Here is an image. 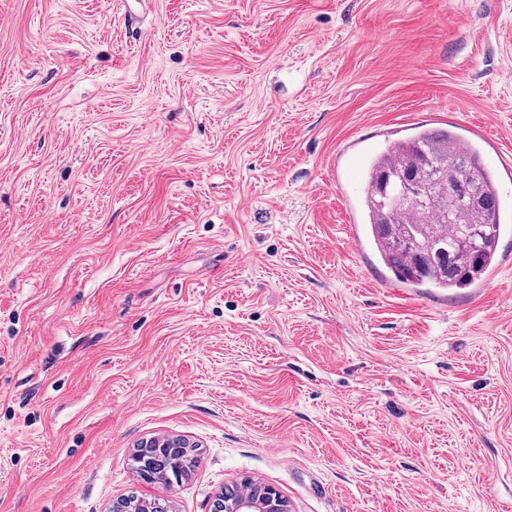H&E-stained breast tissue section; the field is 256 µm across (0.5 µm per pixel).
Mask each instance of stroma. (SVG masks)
I'll return each mask as SVG.
<instances>
[{"label": "stroma", "instance_id": "stroma-1", "mask_svg": "<svg viewBox=\"0 0 512 512\" xmlns=\"http://www.w3.org/2000/svg\"><path fill=\"white\" fill-rule=\"evenodd\" d=\"M423 124L499 175L476 289L370 242ZM511 155L512 0H0V512H512ZM187 447H183L182 453L176 452L175 456H167L166 459H160L155 462L154 460L147 461L148 466L154 465V479L163 480L162 483H167L170 479V475L181 477L185 470L189 467L188 463V451ZM253 491L242 488L238 491L226 492L225 502L222 493L211 504L212 512H288V503L272 487L247 482ZM230 498H232L230 500Z\"/></svg>", "mask_w": 512, "mask_h": 512}]
</instances>
